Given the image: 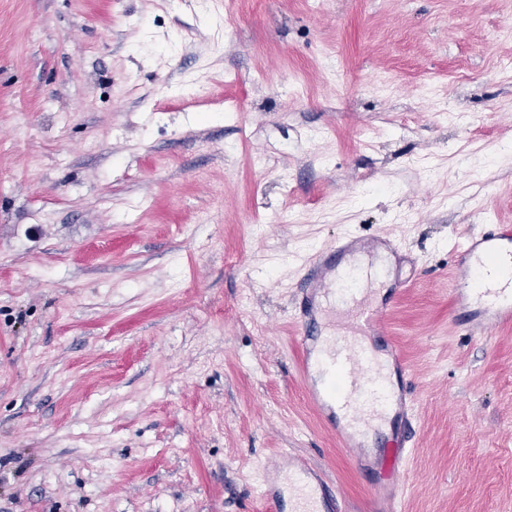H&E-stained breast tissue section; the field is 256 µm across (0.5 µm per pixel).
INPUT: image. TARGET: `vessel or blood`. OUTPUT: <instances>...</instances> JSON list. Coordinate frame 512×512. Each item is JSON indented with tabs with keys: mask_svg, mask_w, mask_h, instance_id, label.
Listing matches in <instances>:
<instances>
[{
	"mask_svg": "<svg viewBox=\"0 0 512 512\" xmlns=\"http://www.w3.org/2000/svg\"><path fill=\"white\" fill-rule=\"evenodd\" d=\"M352 240L309 262L312 290L302 319L303 375L317 411L340 409L346 421L338 438L346 453L361 458V439L385 424L390 414H407L402 397L392 392L391 374L402 369L399 353L381 361L374 338L388 335L391 300L374 301L360 285V265L338 270V260L356 255ZM451 292L463 322L485 331L512 327V226L496 234L469 237L453 251ZM292 512H344L341 487H331L307 464L285 460Z\"/></svg>",
	"mask_w": 512,
	"mask_h": 512,
	"instance_id": "b4317fda",
	"label": "vessel or blood"
}]
</instances>
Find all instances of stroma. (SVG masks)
Here are the masks:
<instances>
[{
  "instance_id": "obj_1",
  "label": "stroma",
  "mask_w": 512,
  "mask_h": 512,
  "mask_svg": "<svg viewBox=\"0 0 512 512\" xmlns=\"http://www.w3.org/2000/svg\"><path fill=\"white\" fill-rule=\"evenodd\" d=\"M512 0H0V512H512V329L460 322L512 225ZM389 239L410 422L362 463L311 407L296 257ZM451 292L462 322L483 331L512 326V226L470 236L453 251ZM284 459V466L277 469L283 484H288L289 494L292 498L293 509L290 512H344L342 507L345 496L342 488L328 486L316 472L305 463L293 462L288 453L280 454Z\"/></svg>"
}]
</instances>
